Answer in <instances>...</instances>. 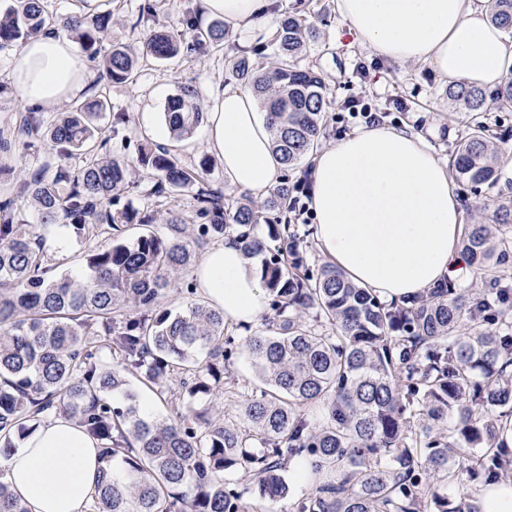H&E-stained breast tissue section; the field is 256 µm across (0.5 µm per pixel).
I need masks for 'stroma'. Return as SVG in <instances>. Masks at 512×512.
<instances>
[{"instance_id": "stroma-1", "label": "stroma", "mask_w": 512, "mask_h": 512, "mask_svg": "<svg viewBox=\"0 0 512 512\" xmlns=\"http://www.w3.org/2000/svg\"><path fill=\"white\" fill-rule=\"evenodd\" d=\"M153 4L152 25L137 24L144 4ZM112 12L111 41H118L141 51L149 27L180 31L185 19L200 26L208 25L213 17L203 8L201 0H110ZM302 10L318 30V38L298 59L300 66L322 73L326 79L330 105L329 126L322 143L333 146L365 122L352 118V100L369 103L373 112L384 113L383 123L392 128H410L423 135L439 158L450 159L457 139L468 120L467 113L455 111L448 101V83L424 63H396L375 54L362 44L358 36L341 17L336 0H273L264 14L260 30L229 31L222 50L206 56L178 55L158 62L147 58L140 62L134 82L103 84L90 87V96L108 102V116L100 125L113 156L134 153L145 141L160 142L157 127L163 126V112L168 99L181 87L194 89L201 108H208L216 82L234 83L232 63L240 55H248L258 64H267L272 51L267 47L283 11ZM20 43L0 48V82L7 87L0 91V131H7L26 104L14 87L9 86L10 67ZM123 112L128 123L116 126L112 113ZM176 152L185 165L198 166L208 160L207 177L222 186L228 196L239 191L226 184L221 161L206 148V129L198 127L194 134L181 141Z\"/></svg>"}]
</instances>
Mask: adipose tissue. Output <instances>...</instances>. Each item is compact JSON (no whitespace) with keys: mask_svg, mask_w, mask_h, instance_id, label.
<instances>
[{"mask_svg":"<svg viewBox=\"0 0 512 512\" xmlns=\"http://www.w3.org/2000/svg\"><path fill=\"white\" fill-rule=\"evenodd\" d=\"M234 29L260 23L269 0H203ZM486 0H337L340 15L378 55L425 62L462 86L501 82L512 42L487 18ZM11 80L26 104L63 108L83 97L90 71L63 34H46L17 54ZM207 146L224 176L256 196L280 171L262 112L250 89L218 87L207 114ZM310 205L319 251L354 283L400 304L465 270L458 249L462 205L447 163L407 129L356 131L314 156ZM195 274L201 294L224 322L253 327L267 293L233 239L209 248ZM97 444L67 417L41 423L0 467L29 512H84L96 483Z\"/></svg>","mask_w":512,"mask_h":512,"instance_id":"obj_1","label":"adipose tissue"}]
</instances>
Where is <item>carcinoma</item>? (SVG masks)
<instances>
[{"instance_id":"carcinoma-1","label":"carcinoma","mask_w":512,"mask_h":512,"mask_svg":"<svg viewBox=\"0 0 512 512\" xmlns=\"http://www.w3.org/2000/svg\"><path fill=\"white\" fill-rule=\"evenodd\" d=\"M492 22L512 37V0H488ZM111 14H49L43 0H10L0 12V48L59 26L90 56L102 57L97 81H134L137 59L121 43L104 50ZM317 38L314 25L281 14L270 39L275 66L257 71L246 56L233 73L266 112L267 129L285 174L261 201L229 197L206 177L208 162L181 163L160 144H140L117 159L104 151L97 119L103 99L81 103L51 124L24 112L0 152L46 146L34 171L13 169L15 196L0 202V458L43 421L65 415L98 442L103 466L86 512H245L224 473L243 469L261 502L287 495L283 472L303 458L314 489L297 512H479L474 494L448 487L474 477L498 480L502 439L512 416V195L493 204L485 224H463L461 251L481 287L453 283L403 305H389L354 284L331 262L312 265L308 242L291 223L299 186L293 170L326 134V83L295 64ZM224 22L158 30L142 55L159 62L185 51L223 49ZM511 76L491 91L448 86V101L472 115L452 157L462 184L477 190L502 179L507 155L494 141L486 112H512ZM195 91L182 87L163 118L172 140L202 124ZM82 156L77 166L65 161ZM144 187L141 209L113 207ZM192 191L200 223L170 206ZM32 206L39 223L23 219ZM163 221L166 233L154 224ZM72 228L85 250L80 270L48 276L40 227ZM267 235L255 233L259 224ZM138 229L130 238L127 232ZM109 243H98L102 235ZM225 237L244 255L262 257L257 272L272 314L270 333L245 338L259 384L238 393L242 424L218 406L187 408L176 421L145 415L137 379L164 399L181 373L191 397L215 395L231 373L235 344L224 310L186 289L168 307L179 276L201 250ZM106 348L110 364L97 354ZM123 393L126 405L112 402ZM322 405L321 420L306 409ZM0 512H28L3 480Z\"/></svg>"}]
</instances>
